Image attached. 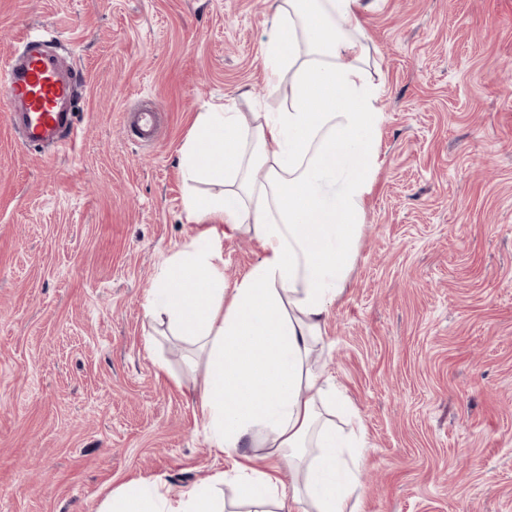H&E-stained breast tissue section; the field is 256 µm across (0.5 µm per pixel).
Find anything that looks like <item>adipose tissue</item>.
Segmentation results:
<instances>
[{
    "instance_id": "ef3b65f1",
    "label": "adipose tissue",
    "mask_w": 512,
    "mask_h": 512,
    "mask_svg": "<svg viewBox=\"0 0 512 512\" xmlns=\"http://www.w3.org/2000/svg\"><path fill=\"white\" fill-rule=\"evenodd\" d=\"M272 7L263 59L271 92H284L287 104L250 123L221 105L200 113L180 149L181 173L225 189L187 201L188 221L202 230L166 258L146 303L203 354L198 398L209 444L239 460L178 493L159 480L126 482L100 512H223L213 488L226 482L241 500L278 512L290 499L313 512H352L367 442L359 422L337 429L348 401L310 356L360 247L380 152L379 86L360 0ZM240 233L260 254L229 288L221 244ZM284 464L301 467V485L281 483Z\"/></svg>"
}]
</instances>
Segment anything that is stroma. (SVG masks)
I'll list each match as a JSON object with an SVG mask.
<instances>
[{
  "label": "stroma",
  "mask_w": 512,
  "mask_h": 512,
  "mask_svg": "<svg viewBox=\"0 0 512 512\" xmlns=\"http://www.w3.org/2000/svg\"><path fill=\"white\" fill-rule=\"evenodd\" d=\"M381 83L376 182L312 365L361 419L357 512H512V0H361ZM271 0H0V61L41 33L80 70L70 142L0 106V512H98L130 480L230 470L203 362L145 300L200 230L178 150L199 113L277 108ZM158 115L153 144L128 126ZM259 248L223 245L233 285Z\"/></svg>",
  "instance_id": "stroma-1"
}]
</instances>
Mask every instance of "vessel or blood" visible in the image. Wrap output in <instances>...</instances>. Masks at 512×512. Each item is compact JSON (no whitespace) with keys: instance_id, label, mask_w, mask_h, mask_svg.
I'll list each match as a JSON object with an SVG mask.
<instances>
[{"instance_id":"obj_1","label":"vessel or blood","mask_w":512,"mask_h":512,"mask_svg":"<svg viewBox=\"0 0 512 512\" xmlns=\"http://www.w3.org/2000/svg\"><path fill=\"white\" fill-rule=\"evenodd\" d=\"M80 86L78 71L63 72L50 52L31 49L0 65V101L31 149L65 141L75 125Z\"/></svg>"}]
</instances>
